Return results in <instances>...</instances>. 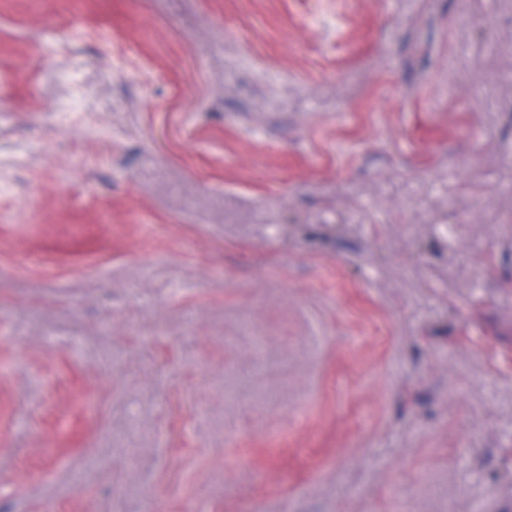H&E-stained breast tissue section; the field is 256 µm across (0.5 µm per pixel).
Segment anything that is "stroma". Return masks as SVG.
Wrapping results in <instances>:
<instances>
[{"label": "stroma", "mask_w": 512, "mask_h": 512, "mask_svg": "<svg viewBox=\"0 0 512 512\" xmlns=\"http://www.w3.org/2000/svg\"><path fill=\"white\" fill-rule=\"evenodd\" d=\"M0 507L512 512V0H0Z\"/></svg>", "instance_id": "1"}]
</instances>
